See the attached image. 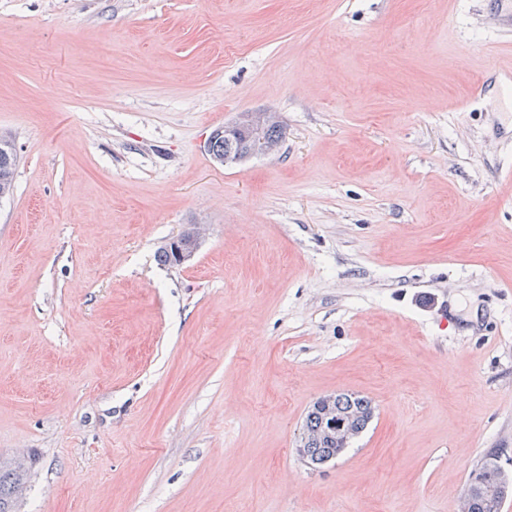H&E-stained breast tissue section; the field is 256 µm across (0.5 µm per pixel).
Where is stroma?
<instances>
[{"label": "stroma", "mask_w": 512, "mask_h": 512, "mask_svg": "<svg viewBox=\"0 0 512 512\" xmlns=\"http://www.w3.org/2000/svg\"><path fill=\"white\" fill-rule=\"evenodd\" d=\"M512 0H0L15 512H457L512 472ZM276 113L278 151L211 131ZM206 226L194 259L156 253ZM374 417L315 469L320 397ZM272 115L271 112H247L241 122L224 126L226 133H231L238 140L239 149L237 151L235 138L218 135L207 150L210 159L224 165V157L227 154L237 152L233 163H239L255 155L274 153L278 147L269 144L263 138V129ZM265 137L269 142L278 145L283 139V126L275 115L265 128ZM17 152L11 140L0 138V198L8 197L13 192V173ZM496 455L488 454L483 458V461L478 466V471L482 475L481 486L472 492H469L467 496V501H470L469 512H490L486 511L483 507L484 494L491 489H497V497H496V505L493 508V511L498 508V504L503 501L509 493L512 492V477L511 471L506 472L504 469L500 471L501 466L499 465L497 460H494ZM497 459V458H496ZM474 471L472 475V488L473 490L477 488L478 480L475 479L477 473ZM501 472H502V480H501ZM501 482V484H500ZM500 484V486H499ZM499 486V487H498ZM472 493V494H471ZM471 494V500H470Z\"/></svg>", "instance_id": "35a3bbf8"}]
</instances>
